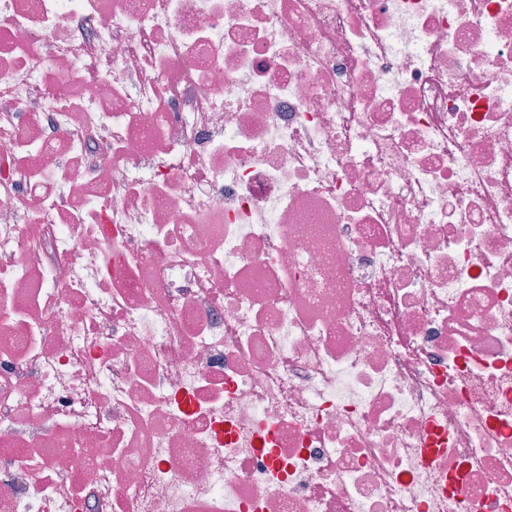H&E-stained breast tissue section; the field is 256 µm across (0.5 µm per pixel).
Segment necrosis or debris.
Segmentation results:
<instances>
[{
	"instance_id": "4bbe7bcc",
	"label": "necrosis or debris",
	"mask_w": 512,
	"mask_h": 512,
	"mask_svg": "<svg viewBox=\"0 0 512 512\" xmlns=\"http://www.w3.org/2000/svg\"><path fill=\"white\" fill-rule=\"evenodd\" d=\"M0 512H512V0H0Z\"/></svg>"
}]
</instances>
